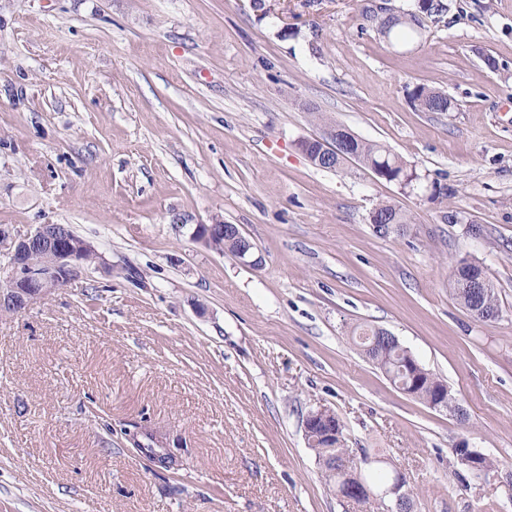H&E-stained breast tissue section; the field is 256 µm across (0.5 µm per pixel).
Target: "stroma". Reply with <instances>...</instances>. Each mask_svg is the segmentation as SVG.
Instances as JSON below:
<instances>
[{
    "label": "stroma",
    "instance_id": "1",
    "mask_svg": "<svg viewBox=\"0 0 512 512\" xmlns=\"http://www.w3.org/2000/svg\"><path fill=\"white\" fill-rule=\"evenodd\" d=\"M266 6L0 0V261L41 224L104 259L0 313V512H363L306 443L320 408L348 457L405 476L412 512H512L453 464L465 442L512 471V0H450L413 51L360 0ZM419 84L453 111H416ZM332 122L423 188L314 166L298 143ZM387 200L414 222L381 237L369 214ZM216 221L258 265L194 239ZM464 256L494 324L450 291ZM359 325L397 336L466 422L399 390ZM473 265V261L467 259V257H461L454 263L452 269L454 274V280L457 283V286H464L465 288H457L455 286L451 288L455 299L472 317H474L471 314V310L474 307V298L468 288H474L476 293L478 294L477 298L479 299L480 296L483 294L487 283L485 270L483 266L478 262L476 268L484 275L486 279L483 277V275L477 277H469L473 273ZM482 303L489 309H499L494 288L491 286L490 283L488 284V288H486L485 294L482 299ZM475 320L483 324L490 325L488 324L490 322L480 320L478 318H475Z\"/></svg>",
    "mask_w": 512,
    "mask_h": 512
}]
</instances>
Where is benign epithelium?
I'll list each match as a JSON object with an SVG mask.
<instances>
[{
  "instance_id": "7a95c632",
  "label": "benign epithelium",
  "mask_w": 512,
  "mask_h": 512,
  "mask_svg": "<svg viewBox=\"0 0 512 512\" xmlns=\"http://www.w3.org/2000/svg\"><path fill=\"white\" fill-rule=\"evenodd\" d=\"M319 143L321 148L317 160L334 163L336 159H355L357 153L351 145V132L344 126L327 132V140L308 139L306 144ZM233 235L240 240L236 257L242 261L253 258L252 243L242 235L236 226L222 224H199L194 237L202 242H212ZM95 251L90 242L74 234L61 231L58 224H42L26 238L18 241L10 252L8 260L0 265V309L21 312L35 301L43 299L55 289L82 276L86 266L83 254ZM473 261L461 257L453 265L454 280L459 286L475 289L481 295L486 288V279L472 276ZM304 426L318 429L317 436L305 431L313 445L323 441L325 447L334 448L341 440V426L336 413L327 408L308 413ZM401 476H396L392 484L381 492L390 506L388 512H404L407 508L408 492Z\"/></svg>"
}]
</instances>
